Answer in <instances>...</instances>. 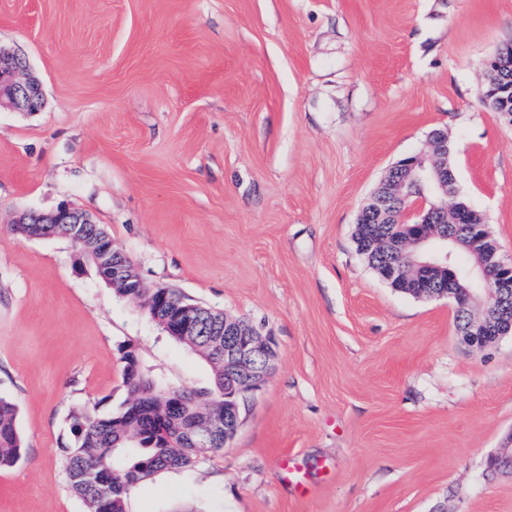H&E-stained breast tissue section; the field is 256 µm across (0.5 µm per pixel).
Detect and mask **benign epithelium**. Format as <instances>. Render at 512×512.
I'll return each instance as SVG.
<instances>
[{
    "mask_svg": "<svg viewBox=\"0 0 512 512\" xmlns=\"http://www.w3.org/2000/svg\"><path fill=\"white\" fill-rule=\"evenodd\" d=\"M486 63V80L481 91L485 102L512 123V83L508 77ZM26 60L17 53L0 48V110L32 112L43 100L37 79L24 75ZM454 196V183L448 181V135L439 130L427 152L407 157L401 173L390 174L383 185L362 207L357 223H367V216L376 213L375 223L382 225L374 234L373 246L385 254H401V258L381 268L382 277L394 286H403L411 276L427 273L432 280L448 278V287L437 292L422 289L427 297L448 298L458 306L483 308V316L471 318L459 329L463 340L476 348L487 345L485 336L495 339L512 334V316L507 305L512 302V260H505L489 225L456 224V230L468 233L463 248L469 254L471 271L483 279L486 288L473 292L459 279L450 264L448 233L434 221L437 213L444 215L454 209L448 198ZM16 224H90V217L62 204L50 213L19 212ZM100 253H112V285L130 294L144 287L134 272L131 259L112 245V238L101 241ZM209 335L224 337V404L212 416L205 432L224 431V443L234 437L240 412L236 397L247 395L261 385L272 369L275 352L270 343L250 325L225 316L210 326Z\"/></svg>",
    "mask_w": 512,
    "mask_h": 512,
    "instance_id": "1",
    "label": "benign epithelium"
}]
</instances>
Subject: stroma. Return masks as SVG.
<instances>
[{"label": "stroma", "instance_id": "1", "mask_svg": "<svg viewBox=\"0 0 512 512\" xmlns=\"http://www.w3.org/2000/svg\"><path fill=\"white\" fill-rule=\"evenodd\" d=\"M512 0H0L39 111L0 112V395L24 455L0 512H83L59 441L128 398L123 348L183 389L209 366L67 239L12 229L69 203L151 288L249 322L273 368L223 451L134 485L127 512H512V335L395 291L357 215L448 134L456 195L512 258V124L479 99ZM297 467L296 483L280 468Z\"/></svg>", "mask_w": 512, "mask_h": 512}]
</instances>
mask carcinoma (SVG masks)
Returning <instances> with one entry per match:
<instances>
[{
  "label": "carcinoma",
  "mask_w": 512,
  "mask_h": 512,
  "mask_svg": "<svg viewBox=\"0 0 512 512\" xmlns=\"http://www.w3.org/2000/svg\"><path fill=\"white\" fill-rule=\"evenodd\" d=\"M375 225L361 224L355 235L363 244L365 258L374 270L383 261L368 245ZM107 234L99 224H86L70 241L94 261L92 245ZM144 307L163 314L175 305L193 300L173 288H144L139 296ZM180 345L203 358L212 368L210 387L190 391L188 407L171 412L168 405L154 398L146 381L130 377L131 353L122 356L123 379L129 392L138 393L133 405L122 403L109 414L95 406H83L69 418L68 436L61 442V456L68 486L85 506L84 512H126L129 487L157 471L188 467L210 453L224 448V437L210 440L209 447H197V437L187 430L188 421H205L208 409L224 402V337L175 336ZM24 451L16 404L0 396V469L14 466Z\"/></svg>",
  "instance_id": "obj_1"
}]
</instances>
